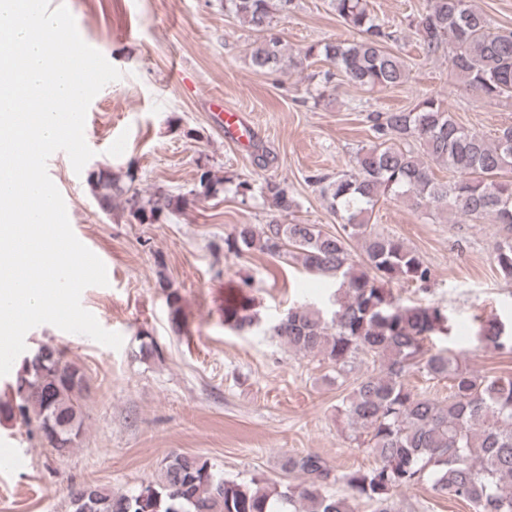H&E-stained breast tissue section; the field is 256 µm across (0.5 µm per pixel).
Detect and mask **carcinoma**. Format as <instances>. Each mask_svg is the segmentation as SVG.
Instances as JSON below:
<instances>
[{"mask_svg": "<svg viewBox=\"0 0 512 512\" xmlns=\"http://www.w3.org/2000/svg\"><path fill=\"white\" fill-rule=\"evenodd\" d=\"M294 2L224 0L228 13L262 34L250 48L252 67L297 69L318 60L329 65L322 74L325 85L337 72L364 91L405 82L404 61L389 47L392 32L366 0H330L357 39L311 44L295 56L287 54L273 22ZM414 27L426 53L448 48L453 70L484 100L512 99V31L498 30L475 0H430ZM368 122L374 141L358 150L349 170L308 178L340 218V231L282 222L299 208L286 182L269 177L255 189L244 180L235 194L244 199L259 194L273 218L266 224L234 225L224 237V250L288 256L307 273L339 283L331 307H291L270 331L289 349L321 358L338 377L357 360L371 364L338 413L343 429L374 456V465L338 473L320 455L307 453L284 462L285 471L301 482L270 483L259 475L228 480L203 457L176 453L163 460L156 480L127 492L97 486L94 498L72 512H358L361 507L400 512L395 493L415 486L473 512H512V375H478L458 355L426 347L429 338L451 332L448 313L432 303L402 306L389 285H424L431 269L403 239L370 223L380 198L390 197L446 210L467 224H499L505 234L495 241L494 261L503 277L512 279V127L490 141L457 122L444 101L432 95L410 109L372 112ZM429 160L457 178L437 180ZM89 181L104 210L123 196L142 224L159 222L180 204V198L163 191L132 193L109 169L92 172ZM218 185L206 171L192 193L207 198ZM353 241L361 246L362 264L351 259ZM167 302L172 330L179 334L178 292L168 291ZM252 302L241 288L231 293L224 299V325L257 332ZM139 340V355L164 358L152 336ZM475 341L512 354V323L497 315L482 319ZM415 371L430 380H448V397L439 400L413 390L407 378ZM9 388L11 397L0 402V416L20 420L57 455L68 454L81 433L84 371L66 359L63 348L45 344L23 357ZM337 484L344 493L331 490Z\"/></svg>", "mask_w": 512, "mask_h": 512, "instance_id": "obj_1", "label": "carcinoma"}]
</instances>
